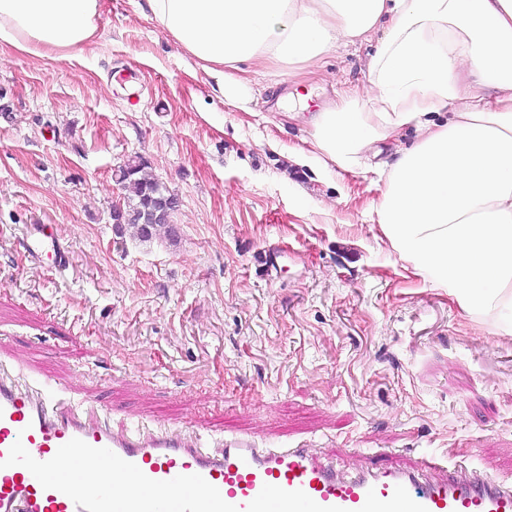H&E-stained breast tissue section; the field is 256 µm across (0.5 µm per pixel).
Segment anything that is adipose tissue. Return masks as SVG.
<instances>
[{"mask_svg":"<svg viewBox=\"0 0 512 512\" xmlns=\"http://www.w3.org/2000/svg\"><path fill=\"white\" fill-rule=\"evenodd\" d=\"M161 31L239 105L241 64L318 66L378 37L371 108L297 96L314 150L292 162L354 165L411 126L378 217L391 245L463 305L512 298V0H147ZM100 0H0V46L71 58L93 41ZM457 109H449V102Z\"/></svg>","mask_w":512,"mask_h":512,"instance_id":"ef3b65f1","label":"adipose tissue"}]
</instances>
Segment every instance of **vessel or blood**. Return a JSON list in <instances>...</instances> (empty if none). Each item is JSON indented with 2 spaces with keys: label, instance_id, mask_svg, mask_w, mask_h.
<instances>
[{
  "label": "vessel or blood",
  "instance_id": "b4317fda",
  "mask_svg": "<svg viewBox=\"0 0 512 512\" xmlns=\"http://www.w3.org/2000/svg\"><path fill=\"white\" fill-rule=\"evenodd\" d=\"M32 256L65 253L33 225ZM74 472L58 478L61 468ZM0 512H512V481L423 454L345 467L303 444L116 425L48 381L0 366Z\"/></svg>",
  "mask_w": 512,
  "mask_h": 512
}]
</instances>
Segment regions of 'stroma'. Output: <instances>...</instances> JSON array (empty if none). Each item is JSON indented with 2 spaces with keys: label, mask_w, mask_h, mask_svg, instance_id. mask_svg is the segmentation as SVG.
<instances>
[{
  "label": "stroma",
  "mask_w": 512,
  "mask_h": 512,
  "mask_svg": "<svg viewBox=\"0 0 512 512\" xmlns=\"http://www.w3.org/2000/svg\"><path fill=\"white\" fill-rule=\"evenodd\" d=\"M374 48L252 66L244 109L144 0H102L70 59L1 48L0 363L116 423L257 432L349 467L433 448L512 480V334L392 247L375 160L288 165L312 131L273 95L322 86L340 105ZM133 154L179 197L177 244L115 232L113 169ZM33 224L67 250L63 271L25 252Z\"/></svg>",
  "instance_id": "obj_1"
}]
</instances>
